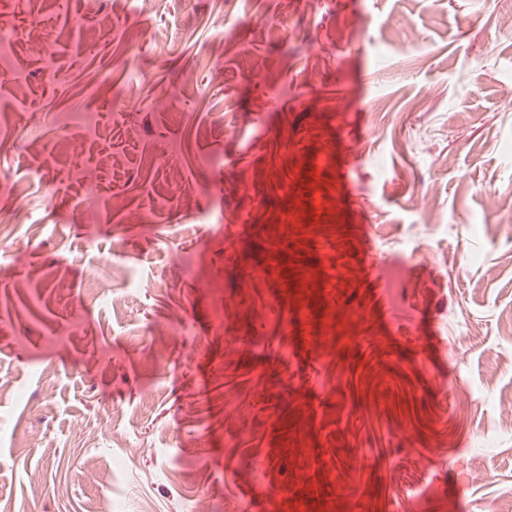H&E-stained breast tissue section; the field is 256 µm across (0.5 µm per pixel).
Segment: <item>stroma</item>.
I'll use <instances>...</instances> for the list:
<instances>
[{
  "mask_svg": "<svg viewBox=\"0 0 512 512\" xmlns=\"http://www.w3.org/2000/svg\"><path fill=\"white\" fill-rule=\"evenodd\" d=\"M509 16L0 0V512H512ZM13 43L8 34H0V80L14 81L19 79L18 74L13 68ZM62 126H68L84 134L96 135L98 132L94 112H62L59 114ZM120 249V243L114 241L111 257H104L99 264L104 273L96 279L95 288H97V293L101 297L108 296L112 291V275L114 276L117 273H123V268L115 265L112 262V254L114 256L115 252L119 251Z\"/></svg>",
  "mask_w": 512,
  "mask_h": 512,
  "instance_id": "1",
  "label": "stroma"
}]
</instances>
